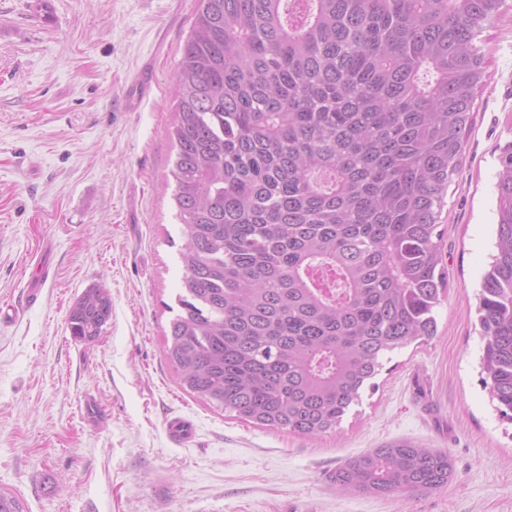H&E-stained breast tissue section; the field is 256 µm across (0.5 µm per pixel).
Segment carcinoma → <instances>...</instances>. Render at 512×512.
Wrapping results in <instances>:
<instances>
[{
	"label": "carcinoma",
	"mask_w": 512,
	"mask_h": 512,
	"mask_svg": "<svg viewBox=\"0 0 512 512\" xmlns=\"http://www.w3.org/2000/svg\"><path fill=\"white\" fill-rule=\"evenodd\" d=\"M504 0H199L175 74L173 202L183 246L166 357L181 387L255 426L333 432L384 357L437 334L444 200L464 164L485 22ZM495 250L479 366L512 421V140L497 147ZM112 314L85 290L71 336ZM445 451L346 458L342 494L448 484ZM0 512H25L0 490Z\"/></svg>",
	"instance_id": "carcinoma-1"
}]
</instances>
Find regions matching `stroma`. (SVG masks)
Returning <instances> with one entry per match:
<instances>
[{
	"label": "stroma",
	"instance_id": "obj_1",
	"mask_svg": "<svg viewBox=\"0 0 512 512\" xmlns=\"http://www.w3.org/2000/svg\"><path fill=\"white\" fill-rule=\"evenodd\" d=\"M198 0H0V310L52 245L35 306L0 323V489L26 512H512V422L481 382L477 294L493 250L496 147L512 139V0L486 24L465 165L442 214L451 271L429 342L394 352L339 430L253 426L183 390L164 355L180 288L169 138ZM112 316L75 340L71 306ZM97 414H89L88 402ZM180 417L195 439L167 436ZM407 441L451 458L447 485L338 494L350 456ZM112 314V299L107 288L94 286L85 290L69 312L71 336L93 340L100 336Z\"/></svg>",
	"mask_w": 512,
	"mask_h": 512
}]
</instances>
